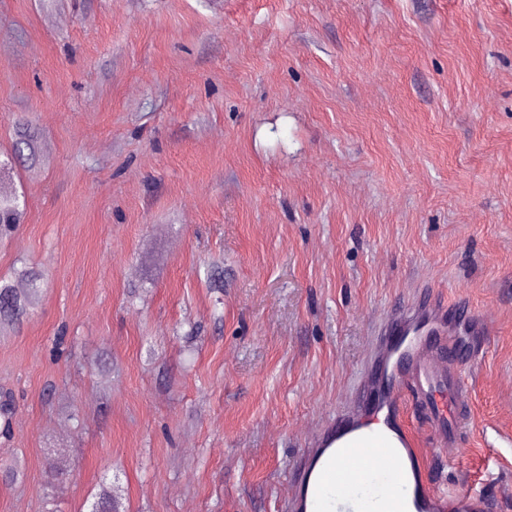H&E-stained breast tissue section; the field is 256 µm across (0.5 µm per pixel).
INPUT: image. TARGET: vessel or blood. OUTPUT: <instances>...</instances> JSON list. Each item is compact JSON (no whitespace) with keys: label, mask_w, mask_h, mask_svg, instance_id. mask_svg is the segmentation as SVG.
Wrapping results in <instances>:
<instances>
[{"label":"vessel or blood","mask_w":512,"mask_h":512,"mask_svg":"<svg viewBox=\"0 0 512 512\" xmlns=\"http://www.w3.org/2000/svg\"><path fill=\"white\" fill-rule=\"evenodd\" d=\"M448 306L430 295L391 315L376 340L362 403L327 425L291 476L289 512H378L412 504L416 512H498L484 494L442 491L430 475L427 455L403 424L405 409L422 413L432 453L457 465V425L467 401L460 362L475 357L479 314L469 316L470 339L450 329ZM384 423L396 442L366 436L350 441L357 424Z\"/></svg>","instance_id":"obj_1"}]
</instances>
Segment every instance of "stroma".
Listing matches in <instances>:
<instances>
[{
    "mask_svg": "<svg viewBox=\"0 0 512 512\" xmlns=\"http://www.w3.org/2000/svg\"><path fill=\"white\" fill-rule=\"evenodd\" d=\"M0 512H289L396 308L487 316L460 465L512 512V0H0ZM68 406L76 421L65 420ZM24 216L25 206L18 195H0V238L10 236ZM15 276L25 282L26 288H15L12 280L0 279V330L19 325L40 295L41 275L36 270L24 266L16 270Z\"/></svg>",
    "mask_w": 512,
    "mask_h": 512,
    "instance_id": "1",
    "label": "stroma"
}]
</instances>
